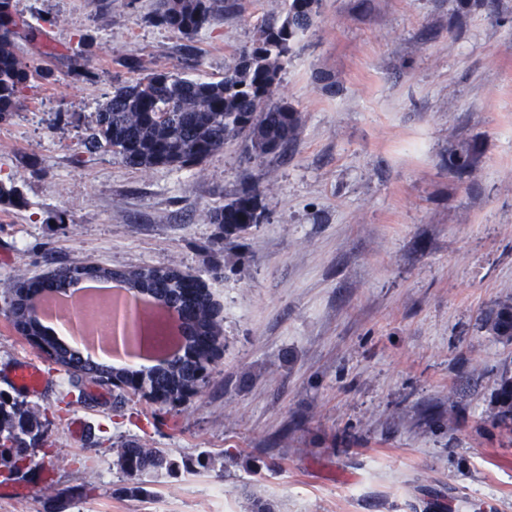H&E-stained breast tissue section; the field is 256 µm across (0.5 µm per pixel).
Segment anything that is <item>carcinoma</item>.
I'll return each mask as SVG.
<instances>
[{
  "label": "carcinoma",
  "mask_w": 512,
  "mask_h": 512,
  "mask_svg": "<svg viewBox=\"0 0 512 512\" xmlns=\"http://www.w3.org/2000/svg\"><path fill=\"white\" fill-rule=\"evenodd\" d=\"M220 0H157L151 20L194 39L209 22ZM319 0H288L283 17L264 23L249 49L239 52L234 65L218 81L179 77L168 72H151L124 83L102 104L95 121L87 128L83 145L88 151L110 150L137 169L160 166L186 167L202 163L224 143L241 138L246 153L267 154L292 142L301 124L293 107L277 103L278 75L288 63L291 44L318 24ZM18 22L0 19V121L21 107L20 94L38 75L15 52ZM477 159L474 147L462 143L448 151V171L463 175ZM25 200L14 186L0 184V205L21 207ZM213 224L224 226L229 235L241 234L262 222L253 189L243 190L224 207L210 212ZM121 283L136 289L143 283L163 302L171 305L183 321L196 346V359H173L146 374L119 371L117 377L140 376L148 385L150 400L167 396L174 407L187 397L200 371H207L211 357L203 346L217 339L220 324L213 318L211 294L201 290L195 279L178 278L166 268H142L126 272ZM81 280L78 267L59 268L49 288H69ZM498 336L512 337V304H500L482 318ZM34 335L42 337L54 362L76 377L102 378L101 364L83 359L46 333L40 317H34ZM42 423L23 404L0 393V464L9 468L28 457L27 439H35ZM116 465L133 494L145 492L142 478L170 471L175 462L160 448H145L127 441L117 450Z\"/></svg>",
  "instance_id": "carcinoma-1"
}]
</instances>
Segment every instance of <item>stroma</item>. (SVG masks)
<instances>
[{
    "label": "stroma",
    "instance_id": "obj_1",
    "mask_svg": "<svg viewBox=\"0 0 512 512\" xmlns=\"http://www.w3.org/2000/svg\"><path fill=\"white\" fill-rule=\"evenodd\" d=\"M154 2L13 0L39 75L0 122V183L26 199L0 209V392L43 432L21 473L0 466V512H512V340L480 320L512 301V0H320L279 75L290 147L145 171L82 144L114 86L220 80L287 7L224 0L189 42ZM463 142L479 157L460 177L443 160ZM247 186L264 219L226 237L207 215ZM82 264L175 267L211 293L220 348L180 406L72 377L14 330L8 288ZM30 360L38 393L13 382ZM127 440L176 464L150 498L125 490Z\"/></svg>",
    "mask_w": 512,
    "mask_h": 512
}]
</instances>
